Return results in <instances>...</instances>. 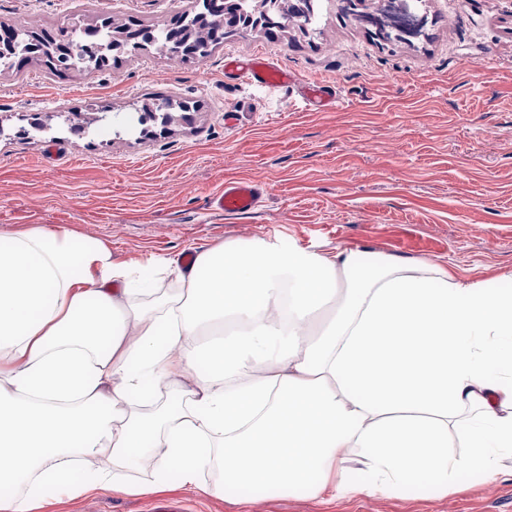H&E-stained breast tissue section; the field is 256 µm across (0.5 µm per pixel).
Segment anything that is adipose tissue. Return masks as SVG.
I'll return each mask as SVG.
<instances>
[{"label":"adipose tissue","instance_id":"adipose-tissue-1","mask_svg":"<svg viewBox=\"0 0 512 512\" xmlns=\"http://www.w3.org/2000/svg\"><path fill=\"white\" fill-rule=\"evenodd\" d=\"M176 275L157 294L66 230L0 241V486L15 490L0 512L147 459L156 487L336 500L418 472L444 492L512 453V379L493 376L512 367V291L433 262L270 243L199 252ZM142 390L183 399L142 410ZM452 431L466 456H449Z\"/></svg>","mask_w":512,"mask_h":512}]
</instances>
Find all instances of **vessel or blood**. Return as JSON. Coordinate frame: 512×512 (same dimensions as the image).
I'll return each mask as SVG.
<instances>
[{"mask_svg": "<svg viewBox=\"0 0 512 512\" xmlns=\"http://www.w3.org/2000/svg\"><path fill=\"white\" fill-rule=\"evenodd\" d=\"M224 76L228 79L245 78L250 83L274 89L283 85L299 84L306 106L328 110L336 106L333 88L321 81L296 82L294 75L273 64L266 55L228 56L224 60ZM263 195L262 186L250 180L225 181L223 189L211 203L225 211L247 213L255 209Z\"/></svg>", "mask_w": 512, "mask_h": 512, "instance_id": "vessel-or-blood-1", "label": "vessel or blood"}]
</instances>
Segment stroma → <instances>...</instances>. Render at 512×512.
Masks as SVG:
<instances>
[{"instance_id": "obj_1", "label": "stroma", "mask_w": 512, "mask_h": 512, "mask_svg": "<svg viewBox=\"0 0 512 512\" xmlns=\"http://www.w3.org/2000/svg\"><path fill=\"white\" fill-rule=\"evenodd\" d=\"M199 0H0V25L79 19L146 25ZM425 33L389 43L328 0L318 28L290 23L225 35L206 57L148 45L101 70L58 78L40 62L0 70V240L30 228L102 241L113 262L164 263L176 287L185 252L265 242L432 261L512 290V0H426ZM264 53L334 87L333 110L295 108L296 87L224 77V57ZM156 95L189 105L177 122L128 125ZM115 113L113 126L93 119ZM238 112L224 124L225 109ZM260 183L248 213L212 207L225 181ZM486 484L468 471L450 494L414 477L402 495L328 500L190 486L47 496L38 512H512V456Z\"/></svg>"}]
</instances>
